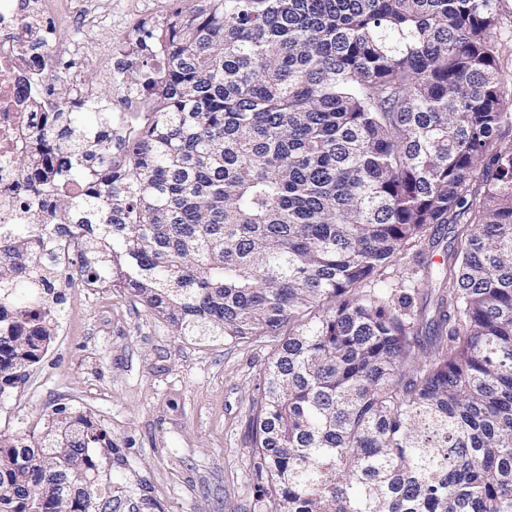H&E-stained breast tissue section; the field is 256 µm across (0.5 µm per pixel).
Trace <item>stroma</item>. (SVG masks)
<instances>
[{
	"label": "stroma",
	"mask_w": 512,
	"mask_h": 512,
	"mask_svg": "<svg viewBox=\"0 0 512 512\" xmlns=\"http://www.w3.org/2000/svg\"><path fill=\"white\" fill-rule=\"evenodd\" d=\"M93 43L135 40L144 13L169 14L195 0H95ZM452 225L428 229L422 243L376 276L430 344L439 318L442 259ZM64 297L52 343L24 385L0 402V434L12 435L56 408L83 413L106 429L97 449L110 512H262L252 477L251 419L259 373L279 340H200L174 335L133 298L89 288L58 272Z\"/></svg>",
	"instance_id": "obj_1"
}]
</instances>
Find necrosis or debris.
<instances>
[{
    "label": "necrosis or debris",
    "mask_w": 512,
    "mask_h": 512,
    "mask_svg": "<svg viewBox=\"0 0 512 512\" xmlns=\"http://www.w3.org/2000/svg\"><path fill=\"white\" fill-rule=\"evenodd\" d=\"M52 17L50 0H0V233L17 224L43 221V200L28 186V177L15 164L23 137L37 113L54 105L52 94L22 92L20 74L37 76L35 58L54 51L47 33Z\"/></svg>",
    "instance_id": "4bbe7bcc"
}]
</instances>
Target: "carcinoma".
<instances>
[{
    "label": "carcinoma",
    "mask_w": 512,
    "mask_h": 512,
    "mask_svg": "<svg viewBox=\"0 0 512 512\" xmlns=\"http://www.w3.org/2000/svg\"><path fill=\"white\" fill-rule=\"evenodd\" d=\"M500 0H199L136 38L108 100L56 110L16 158L48 223L0 236V398L21 387L69 275L177 336L281 337L260 374L265 512H512V96ZM63 215L65 225L54 223ZM454 225L444 333L364 284ZM108 433L67 409L0 434V512H98Z\"/></svg>",
    "instance_id": "obj_1"
}]
</instances>
